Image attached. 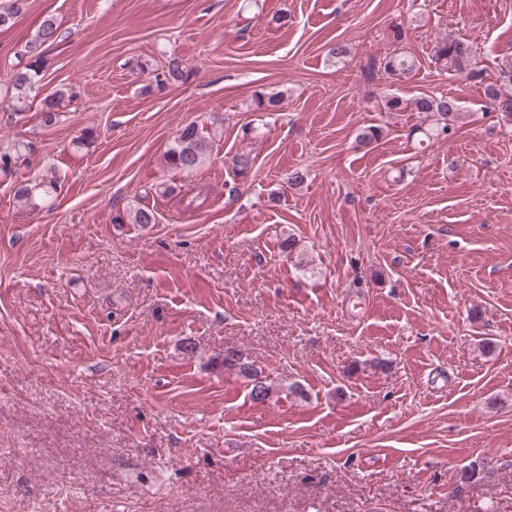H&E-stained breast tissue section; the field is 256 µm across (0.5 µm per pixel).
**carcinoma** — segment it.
I'll use <instances>...</instances> for the list:
<instances>
[{
  "mask_svg": "<svg viewBox=\"0 0 512 512\" xmlns=\"http://www.w3.org/2000/svg\"><path fill=\"white\" fill-rule=\"evenodd\" d=\"M58 37V25L47 18L41 23L34 38L25 44L26 62L18 63L10 83V99L12 109L20 114L28 107L30 94L36 88L42 69L45 48L53 44ZM433 57L440 69L454 75L467 78L477 76L473 67L475 52L470 43L454 35L442 37L435 41ZM416 66L414 57L405 53H393L385 57H373L364 65L365 76L373 79L380 74L400 79L412 73ZM181 64L173 59L167 69L156 75V82L165 84L176 83L182 79ZM77 96L74 88L57 90L45 103L44 120L52 122L58 113L65 111L70 102ZM486 97L494 110L512 120V60L501 65L497 70L494 83L486 87ZM386 112H401L409 109L425 115L431 122L425 136L439 138L448 135L449 129L463 118V106L454 97L444 94H423L406 100L396 94H389L382 100ZM210 148V136L194 124L184 126L174 139V144L165 156L167 167L179 171L196 169L205 159ZM31 146L23 141H15L0 147V174L15 179L14 198L18 207L23 210L37 209L47 198L56 193L57 181L53 174L39 180L24 177L21 169L27 166V153ZM224 370L234 371L245 378L250 384V397L255 402H265L271 398L272 386L264 381L262 371L243 360V355L234 349L224 350Z\"/></svg>",
  "mask_w": 512,
  "mask_h": 512,
  "instance_id": "carcinoma-1",
  "label": "carcinoma"
}]
</instances>
